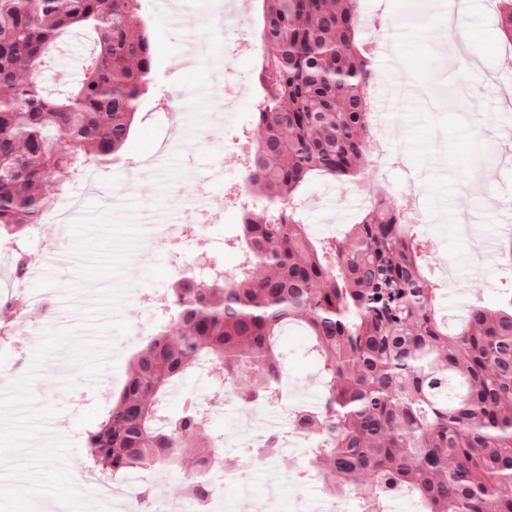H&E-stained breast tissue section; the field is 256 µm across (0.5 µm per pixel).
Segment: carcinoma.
<instances>
[{
  "instance_id": "1",
  "label": "carcinoma",
  "mask_w": 512,
  "mask_h": 512,
  "mask_svg": "<svg viewBox=\"0 0 512 512\" xmlns=\"http://www.w3.org/2000/svg\"><path fill=\"white\" fill-rule=\"evenodd\" d=\"M261 2L268 48L246 171L261 207L235 238L246 261L174 282L171 322L136 354L89 432L92 458L112 480L178 466L183 494L208 498L224 448L211 438L196 451L202 412L191 399L168 411L170 391L207 364L224 375L215 399L245 379L246 400L272 402L279 337L298 322L323 375L319 410L301 414L304 433L318 437L309 464L333 493L360 495L361 512H386L404 487L424 512H512V297L471 307L448 331L413 233L383 189L345 237L313 243L296 196L314 173H365L376 73L357 39L359 0ZM139 10L140 0H0V237L43 222L56 204L50 181L62 187L126 144L152 80ZM81 32L95 39L81 79L48 89L37 73Z\"/></svg>"
}]
</instances>
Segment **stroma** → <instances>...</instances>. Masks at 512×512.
Listing matches in <instances>:
<instances>
[{
  "label": "stroma",
  "instance_id": "35a3bbf8",
  "mask_svg": "<svg viewBox=\"0 0 512 512\" xmlns=\"http://www.w3.org/2000/svg\"><path fill=\"white\" fill-rule=\"evenodd\" d=\"M159 0H141V22L153 46L154 79L140 102L127 144L111 165L97 170V184L69 180L58 198L59 211L82 203L95 212L92 224L68 226L56 249L40 238H17V250L38 270L32 290L52 295L58 316L53 324L29 306L28 294L15 296L13 331L34 329L38 341L29 351L25 372L11 369L15 355L0 340V512H131L124 492L138 483L140 472L113 482V495L85 493L80 475L93 462L88 433L107 412L91 396L117 399L134 356L151 341L147 330L156 317L158 299L172 281L167 254L154 234L158 224L193 222L195 206L220 213L217 224L202 226L206 246L218 260L233 266L237 252L223 248L242 222L224 198L229 183L243 177L235 148L224 141L227 129L253 135L256 86L254 58L242 53L225 58L221 38H232L222 17L231 0H175L159 9ZM363 17L388 20L387 36L394 60L375 61L379 77L392 84L428 89L432 103L416 96L387 106L401 130L400 140L371 138L368 152L377 167L371 184L382 185L394 203L418 189L421 213L410 214L428 267L454 265L462 288H439L437 306L456 318L466 305L494 306L512 288V265L501 246L512 226V148L500 135L512 129V73L499 67L504 47L496 0H465L458 31L466 45L458 53L448 39V0H361ZM212 44L213 65L198 70L187 63L192 40ZM91 47L88 36L65 39L51 56L43 77L50 87L66 90L76 81L72 56ZM175 96L186 120L171 129L165 101ZM230 111H220L224 102ZM360 185L326 176L311 178L298 197L310 234L319 241L341 236L356 223L367 204ZM467 210L472 230L458 234L455 216ZM68 255L59 263L58 254ZM146 333L130 340L134 328ZM310 340L296 326L280 338L284 378L297 406L310 407L322 392L318 362ZM220 370L190 371L172 389L170 409L184 399H202L201 433L221 440L227 454L255 440L274 419L273 409L250 414L244 399L210 401ZM315 438L285 433L279 452L267 465L235 480L213 471L220 496L233 512H257L269 481L280 484L283 512H292L296 489L292 472L307 466Z\"/></svg>",
  "mask_w": 512,
  "mask_h": 512
}]
</instances>
